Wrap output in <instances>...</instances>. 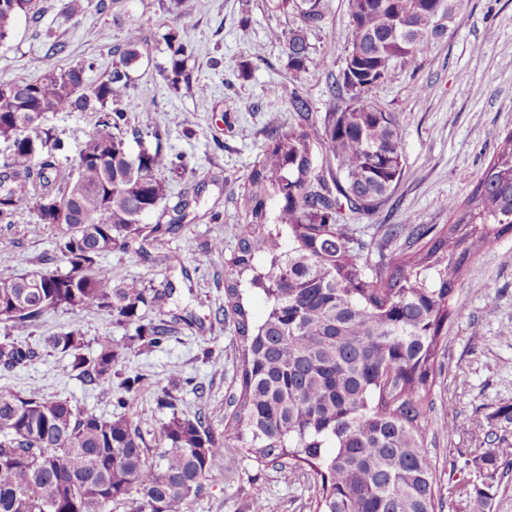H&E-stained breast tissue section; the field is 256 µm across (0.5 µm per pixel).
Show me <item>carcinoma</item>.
<instances>
[{"mask_svg": "<svg viewBox=\"0 0 512 512\" xmlns=\"http://www.w3.org/2000/svg\"><path fill=\"white\" fill-rule=\"evenodd\" d=\"M463 0H348L350 41L329 85L337 104L313 116L295 79L315 77L306 30L323 18L322 0H276L296 27L269 31L285 46L293 80L281 87L300 124L274 136L245 178L244 224L236 253L224 267V295L240 354L239 387L228 397L235 432L218 436L202 418L174 412L176 397L157 394L173 410L162 423L157 461L122 413L83 412L40 389L0 390V512H187L199 497L224 448H241L258 463H273L283 479L308 467L314 512H443L437 463L425 450L431 427L435 363L444 348L454 298L470 262L512 233V130L494 132L497 151L462 200L441 208L451 222L413 224V247L385 259L383 245L354 238L342 208L372 217L404 176L401 120L369 97L398 70L418 64L442 39L427 17L439 2ZM91 0H60L66 17ZM36 0H0V46L17 21L35 18ZM161 75L175 93L190 89L191 31L169 29ZM144 52L141 27L129 24L113 51L112 69L91 80L96 62L83 60L34 80L0 81V138L13 152L0 175V223L12 224L29 205L36 231L59 229L55 251L64 272H39L40 287L24 275H0V323L25 332L50 312L97 311L134 327L142 345L156 348L177 333L178 317L152 319L170 296L140 282L118 280L99 258L120 247L137 253L170 232L190 202L169 205V186L157 176L164 157L149 151L136 161L120 146L127 114L121 107ZM95 112L98 120L77 163L63 167L43 127L53 112ZM336 170L313 166L315 142ZM170 214L169 223L145 224ZM265 303L252 313L253 298ZM51 353L70 359L83 382L110 385L119 352L109 336L84 351L77 329L45 338ZM39 352L22 336H0V365L25 367ZM512 424V407L487 421L484 437ZM512 455L486 448L472 464L494 478ZM469 463L449 494L475 495L477 512H492L490 495L470 489Z\"/></svg>", "mask_w": 512, "mask_h": 512, "instance_id": "carcinoma-1", "label": "carcinoma"}]
</instances>
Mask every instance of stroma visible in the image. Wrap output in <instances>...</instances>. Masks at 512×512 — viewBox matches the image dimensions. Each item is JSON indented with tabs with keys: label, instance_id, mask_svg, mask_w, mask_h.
Segmentation results:
<instances>
[{
	"label": "stroma",
	"instance_id": "stroma-1",
	"mask_svg": "<svg viewBox=\"0 0 512 512\" xmlns=\"http://www.w3.org/2000/svg\"><path fill=\"white\" fill-rule=\"evenodd\" d=\"M272 0H187L178 15L161 0H126L125 21L141 25L144 56L134 73L135 87L123 106L128 122L122 137L130 150L160 148L179 170L161 169L171 192L191 190L188 214L161 237L151 260L114 248L99 264L114 277L156 289L171 288L165 315L188 318L178 335L145 350L132 332L110 316L95 312H54L27 332L28 342L42 345L47 336L79 329L86 345L108 335L122 353V376H140L137 389L83 384L56 354L41 353L24 368L0 367V390L43 394L67 400L81 411L109 416L123 410L154 444L162 422L172 412L202 415L215 433L233 428L227 399L238 386V351L231 319L223 308L224 266L235 252L244 222L237 201L245 177L261 159L271 138L297 124L298 116L278 89L288 83L282 44L269 41V29L289 30L291 17L276 12ZM39 23L19 21L8 47H0V78H31L38 67L61 68L86 59L98 70L112 65V51L124 30L108 11L88 9L68 18L60 0H40ZM324 19L307 30L317 81L299 79L302 94L315 112L329 111L333 100L324 81L338 74L350 38L347 0H322ZM188 26L196 46L190 65L191 90L169 92L160 73L167 50L164 34ZM61 52L49 53L51 42ZM251 61L249 76L240 66ZM380 107L402 120L405 174L392 198L371 218L354 221L357 237L378 240L386 226L413 218L418 224L443 225L450 217L441 200L464 197L496 149L493 131L512 129V0H465L447 35L416 69L399 72L372 91ZM152 113L156 125L142 124ZM97 120L93 112H54L45 125L58 142L56 160L75 164ZM161 139H154L153 129ZM36 215L23 207L14 223H0V274L23 275L63 269L54 251L56 230L33 232ZM222 240L223 251L213 248ZM173 264H166V256ZM433 388V433L427 451L437 463L440 486L450 487L454 466L479 447V424L499 408L512 406V234L493 242L471 263L459 294V311L448 323V338ZM203 392H195V383ZM168 388L176 410L159 407L157 392ZM453 423L454 433L443 429ZM316 476L307 468L282 479L270 463L228 448L202 496L188 512H313Z\"/></svg>",
	"mask_w": 512,
	"mask_h": 512
}]
</instances>
